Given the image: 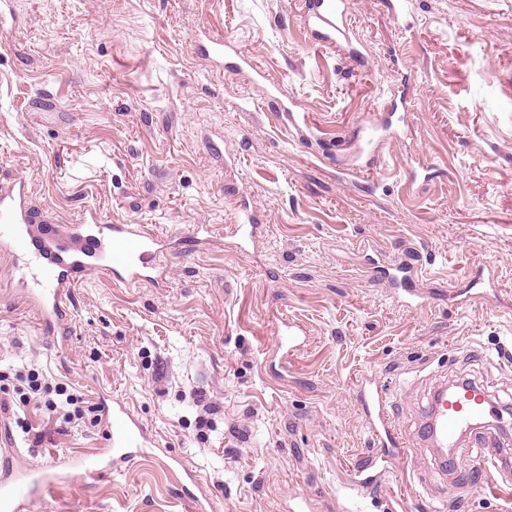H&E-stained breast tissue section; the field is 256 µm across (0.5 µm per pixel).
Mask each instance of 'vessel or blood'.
I'll return each mask as SVG.
<instances>
[{
	"label": "vessel or blood",
	"mask_w": 512,
	"mask_h": 512,
	"mask_svg": "<svg viewBox=\"0 0 512 512\" xmlns=\"http://www.w3.org/2000/svg\"><path fill=\"white\" fill-rule=\"evenodd\" d=\"M349 0H312L307 19L316 39L340 44L349 38ZM31 189L20 177L0 180V242L17 258L11 277L39 308L45 328L57 330L72 289L86 271L106 274L113 283H157L164 279L166 239L141 224L82 222L46 230L43 215L30 204ZM355 393L375 444L403 456L406 440L391 422L386 396L370 378L359 380ZM496 405L482 386L439 389L423 410V422L433 428L435 444L457 446L467 425L479 429L477 449L469 466L491 478L512 471L499 453L500 440L485 430ZM105 431L113 459L132 463L144 454L145 432L131 410L120 401L104 409ZM53 479L44 471H18L15 453L0 448V512H20L35 493L48 490Z\"/></svg>",
	"instance_id": "obj_1"
}]
</instances>
